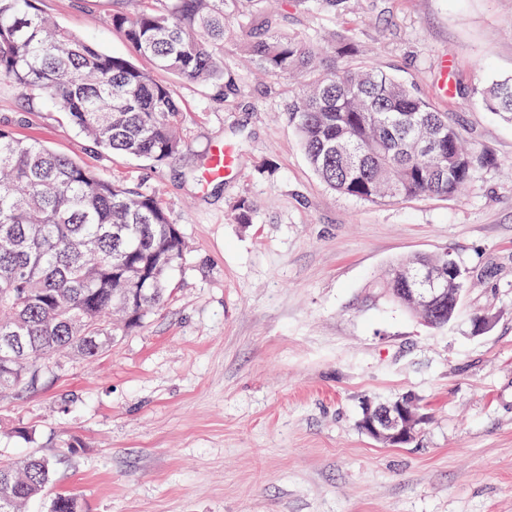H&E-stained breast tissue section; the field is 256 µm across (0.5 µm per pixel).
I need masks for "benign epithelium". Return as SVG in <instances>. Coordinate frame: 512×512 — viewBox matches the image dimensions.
<instances>
[{"label":"benign epithelium","instance_id":"benign-epithelium-1","mask_svg":"<svg viewBox=\"0 0 512 512\" xmlns=\"http://www.w3.org/2000/svg\"><path fill=\"white\" fill-rule=\"evenodd\" d=\"M405 292L438 322L457 315L460 296L450 288H407ZM422 421L413 397L404 395L377 405L367 403L360 426L377 442L398 445L411 442Z\"/></svg>","mask_w":512,"mask_h":512}]
</instances>
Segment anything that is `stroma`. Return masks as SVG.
<instances>
[{
  "mask_svg": "<svg viewBox=\"0 0 512 512\" xmlns=\"http://www.w3.org/2000/svg\"><path fill=\"white\" fill-rule=\"evenodd\" d=\"M42 13L142 68L110 24L112 0H37ZM310 41L350 31L495 166L457 197L374 205L315 174L285 106L294 78H261L234 44L240 91L157 72L184 110L164 163L90 147L66 116L0 78V127L161 198L188 249L171 294L95 362L61 359L36 389L0 397V455L56 459L52 492L86 512H512V123L480 92L512 77V0H349L288 22ZM216 145L246 159L201 178ZM257 206L235 223L233 204ZM467 272L457 319L428 329L370 288L413 254ZM488 316L484 331L474 320ZM412 394L425 422L385 446L358 422L365 400ZM34 431L27 443L15 428ZM78 441L77 455L58 446Z\"/></svg>",
  "mask_w": 512,
  "mask_h": 512,
  "instance_id": "obj_1",
  "label": "stroma"
}]
</instances>
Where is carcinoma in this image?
<instances>
[{
	"label": "carcinoma",
	"mask_w": 512,
	"mask_h": 512,
	"mask_svg": "<svg viewBox=\"0 0 512 512\" xmlns=\"http://www.w3.org/2000/svg\"><path fill=\"white\" fill-rule=\"evenodd\" d=\"M112 0V27L154 68L224 95L237 92L224 67L230 21L249 66L269 78L306 77L288 102L316 175L372 204L455 196L477 166L495 159L467 150L460 130L429 101L372 65L342 31L326 48L288 32L308 0ZM0 77L52 102L96 147L162 163L182 148L183 109L173 87L128 59L99 50L55 24L36 0H0ZM485 106L512 121V77L482 91ZM243 198L235 221L250 224ZM186 251L179 225L152 191L115 184L34 140L0 128V389L37 383L60 355L96 359L141 326L168 293ZM440 268L441 288L464 290L448 254L397 261L376 284L395 303L416 276ZM55 460L0 459V512H21L53 484ZM50 512H83L73 491Z\"/></svg>",
	"instance_id": "obj_1"
}]
</instances>
